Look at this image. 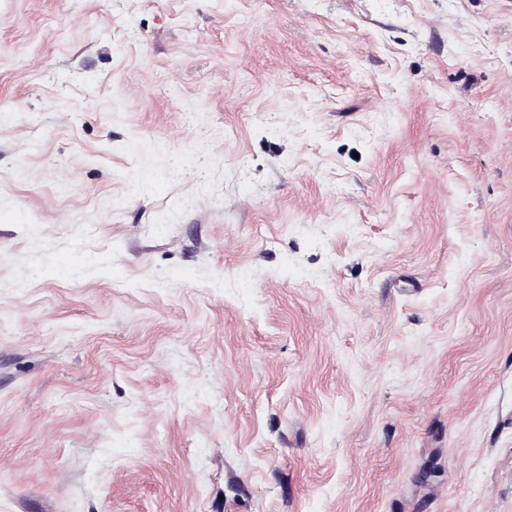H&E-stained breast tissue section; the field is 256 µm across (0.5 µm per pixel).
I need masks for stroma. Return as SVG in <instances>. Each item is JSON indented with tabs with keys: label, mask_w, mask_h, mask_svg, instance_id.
Listing matches in <instances>:
<instances>
[{
	"label": "stroma",
	"mask_w": 512,
	"mask_h": 512,
	"mask_svg": "<svg viewBox=\"0 0 512 512\" xmlns=\"http://www.w3.org/2000/svg\"><path fill=\"white\" fill-rule=\"evenodd\" d=\"M0 512H512V0H0Z\"/></svg>",
	"instance_id": "1"
}]
</instances>
